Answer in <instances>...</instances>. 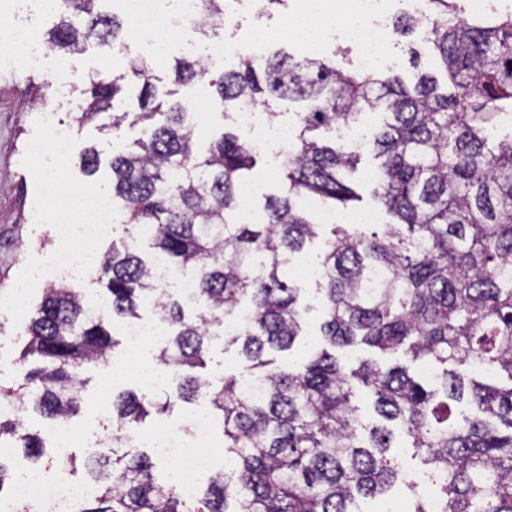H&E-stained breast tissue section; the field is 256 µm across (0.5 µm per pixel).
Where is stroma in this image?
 I'll return each instance as SVG.
<instances>
[{"instance_id":"1","label":"stroma","mask_w":512,"mask_h":512,"mask_svg":"<svg viewBox=\"0 0 512 512\" xmlns=\"http://www.w3.org/2000/svg\"><path fill=\"white\" fill-rule=\"evenodd\" d=\"M297 0H283L272 16L259 15L251 0L238 5L233 23L210 28L213 36L229 41L251 39L259 31L266 32L268 47L281 49L296 56H311L332 62L336 67L358 70L361 47L345 40H327L317 49H309L301 40L283 34L286 21L295 19ZM56 20L55 15L38 17L35 0H0V34L14 24L33 22L38 33H46ZM123 51L89 45L80 55L69 58L70 69L61 82L68 88L69 96L79 97L82 79H112L123 73L125 59L139 53L132 39H125ZM183 53L176 44H169L163 56L152 62L150 76L160 90L174 91L175 98L194 117L200 138L218 136L224 125L223 109L215 99L207 82L198 81L188 86H174V66ZM51 76L42 70L29 69L20 64H0V385L9 386L18 378L22 367L18 361L25 327L40 303L43 290L48 285L46 273L55 266L68 250L67 240L58 227L65 215L71 214L72 200L63 197L61 185L72 183L111 194L110 170L106 164L97 175L84 176L75 158L54 162L45 157L35 162L27 152L34 143L45 140L49 130L39 109L29 102L37 90H44L46 100L53 104L55 125L68 129L75 144L95 145L104 161L112 155L113 138L110 133L99 132L96 123H79L76 112L71 111L65 99L57 97ZM68 96V97H69ZM268 157H261L250 182L257 185V193L242 198L240 213L250 223L264 220L263 196L280 192L270 170ZM309 254L295 258L293 272L296 284L311 310L308 314V334L302 337L303 345L312 347L320 343L319 322L321 302L314 279L303 273ZM116 345L105 362L84 375L86 406L74 422V428L83 433L87 444L77 448L78 456L90 454V440L99 434L101 427L95 405L102 396H115L125 390L146 391L153 399L165 396L168 385L167 369L157 366L160 382L145 386L142 375L127 369L131 353L128 340L119 325H111ZM207 403L198 400L191 405L174 407L170 414L148 418L146 426L153 433L175 432L188 436L194 429V420L204 414Z\"/></svg>"}]
</instances>
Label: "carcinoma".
Returning <instances> with one entry per match:
<instances>
[{
	"mask_svg": "<svg viewBox=\"0 0 512 512\" xmlns=\"http://www.w3.org/2000/svg\"><path fill=\"white\" fill-rule=\"evenodd\" d=\"M101 2L61 0L49 51L79 54L92 37L123 47V23L95 10ZM206 2L200 26L228 15L231 0ZM430 4L425 43L447 89L427 73L408 84L393 70L350 73L284 51L241 57L209 80L226 120L265 94L307 103L279 168L283 194L265 196L264 224L235 220L239 189L257 165L252 146L225 130L200 150L191 114L158 100L151 64L141 57L127 59L126 73L109 81L90 80L84 122L111 108L126 79L141 82L133 123L145 125V136L112 152V204L124 223L153 225L147 240L156 257L195 278V311L186 315L135 244L112 245L95 270L106 291L100 313H91L81 289L49 285L19 355L36 365L0 388V402L29 392L26 414L71 423L83 401L82 371L116 345L107 323L134 324L150 306L169 328L151 353L170 370L173 388L161 405L134 391L113 398L112 449L81 464L71 454L56 465L40 433L1 414L0 447L34 465L45 460L62 475L83 466L94 494L80 512H354L400 481V433L435 481L441 512H512V135L489 145L497 114L512 111V12L467 19L456 0ZM174 74L188 85L208 70L182 59ZM366 112L385 115L368 147L378 160L374 200L394 218L381 233L321 224L301 206L304 198L333 210L361 200L346 178L361 152L309 134ZM75 153L85 175L98 172L95 147ZM327 227L325 249L314 258L325 346L274 368L266 352L291 350L306 327L301 289L286 270ZM243 309L247 324L224 332V348L238 347L243 371L216 386L207 372L209 336ZM359 342L383 354L402 350L433 366L434 376L422 380L405 366L372 360L348 370L332 349ZM464 365L503 372L509 386L468 378L457 370ZM361 387L373 398L376 424H365L355 403ZM202 395L223 420L232 476L214 473L205 490L182 493L155 479L146 453L122 443L151 412ZM12 474V456H0V495L9 493ZM406 487L410 512H429L417 483Z\"/></svg>",
	"mask_w": 512,
	"mask_h": 512,
	"instance_id": "carcinoma-1",
	"label": "carcinoma"
}]
</instances>
